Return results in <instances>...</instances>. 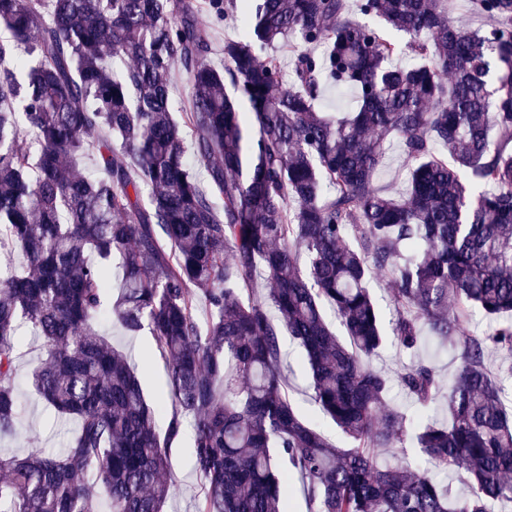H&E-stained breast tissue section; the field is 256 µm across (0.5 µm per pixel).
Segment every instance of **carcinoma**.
Instances as JSON below:
<instances>
[{"label":"carcinoma","instance_id":"1","mask_svg":"<svg viewBox=\"0 0 512 512\" xmlns=\"http://www.w3.org/2000/svg\"><path fill=\"white\" fill-rule=\"evenodd\" d=\"M445 2L357 0L370 25L348 0H0V248L23 255L0 271V436L16 430L24 326L46 353L34 390L77 423L58 453L0 456V512H163L168 448L186 421L197 512H287L288 473L309 512L512 502V375L485 364L490 344L512 355V0H477L486 29L463 27ZM228 17L237 32L221 72L210 31ZM276 44L289 47L290 76L268 53ZM175 71L190 88L182 123ZM327 86L355 92L356 111H319ZM92 134L96 178L80 174ZM394 142L410 166L399 196L375 186ZM375 270L391 276L403 349L426 331L461 351L447 420L412 435L429 469L377 465L410 421L365 363L386 335ZM475 311L493 321L486 336L469 329ZM107 312L127 333L148 331L166 360L175 410L162 434L167 406L102 334ZM284 332L350 447L293 407ZM400 382L423 408L441 391L422 361ZM448 470L468 474V494L437 479Z\"/></svg>","mask_w":512,"mask_h":512}]
</instances>
